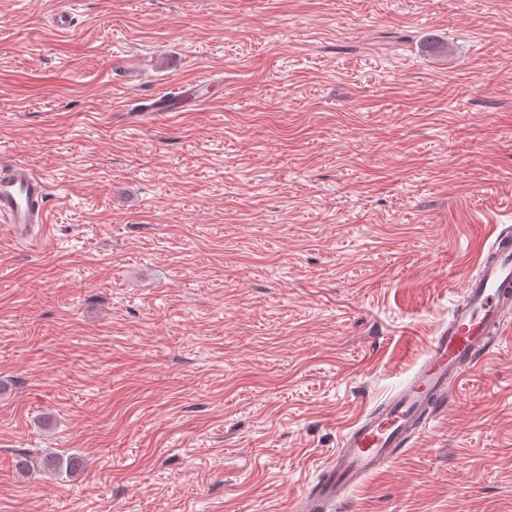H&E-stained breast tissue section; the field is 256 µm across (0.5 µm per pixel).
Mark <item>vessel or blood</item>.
<instances>
[{
	"mask_svg": "<svg viewBox=\"0 0 512 512\" xmlns=\"http://www.w3.org/2000/svg\"><path fill=\"white\" fill-rule=\"evenodd\" d=\"M0 223L20 241L30 240L33 229L48 228V184L28 163L0 165ZM511 316L512 234L502 232L482 251L479 274L467 278L462 301L447 326L437 329L408 383L349 425L305 495L303 512H328L350 488L382 470L425 419L447 406Z\"/></svg>",
	"mask_w": 512,
	"mask_h": 512,
	"instance_id": "vessel-or-blood-1",
	"label": "vessel or blood"
}]
</instances>
